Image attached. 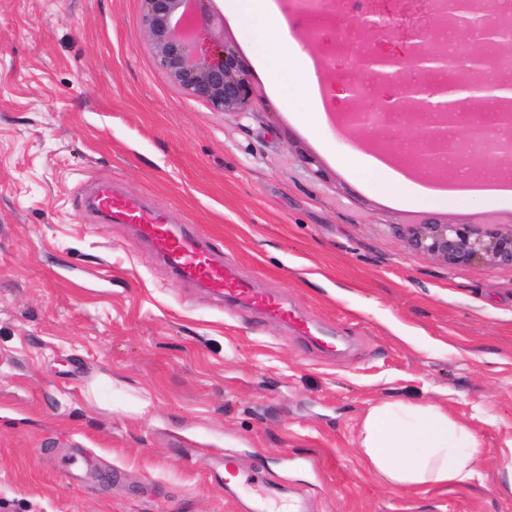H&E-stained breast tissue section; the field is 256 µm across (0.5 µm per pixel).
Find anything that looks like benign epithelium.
Instances as JSON below:
<instances>
[{
  "label": "benign epithelium",
  "mask_w": 512,
  "mask_h": 512,
  "mask_svg": "<svg viewBox=\"0 0 512 512\" xmlns=\"http://www.w3.org/2000/svg\"><path fill=\"white\" fill-rule=\"evenodd\" d=\"M143 22L148 34L154 63L170 83L185 95L206 103L213 111L242 114L252 102L254 89L248 69L237 49L224 42V21L209 8L210 0H141ZM467 13L481 16L486 41L503 56L512 55V45L496 40L499 26L490 19L492 0H447L442 15L455 26ZM360 28L368 48L355 59L356 71L385 88L399 87L395 96H384L369 111L362 105L366 85L354 79L343 83L349 108L344 113L346 125L367 134L379 145H386L382 131L392 124V115L405 106V125L419 132L414 141L412 161L428 171L435 168L436 155L457 143L470 139L473 125L456 112L462 101L434 102L432 98L451 91L483 86L482 67L469 69L471 80H455L459 60L438 46L431 32L414 34L416 43L401 49L399 18L395 12L373 10L360 17ZM463 127L466 134L448 140V128ZM409 248L423 253L448 268L486 262L512 266V227L498 229L488 224H451L428 219L411 225L403 234Z\"/></svg>",
  "instance_id": "1"
}]
</instances>
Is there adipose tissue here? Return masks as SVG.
I'll return each mask as SVG.
<instances>
[{"mask_svg":"<svg viewBox=\"0 0 512 512\" xmlns=\"http://www.w3.org/2000/svg\"><path fill=\"white\" fill-rule=\"evenodd\" d=\"M231 18H244L257 30L256 63L270 79L280 65L302 88L311 115L323 112V100L309 54L295 40L275 0H225ZM350 168L367 183L391 186L405 203L452 208L465 194L436 190L409 180L377 157L352 152ZM358 446L364 464L399 489L465 484L478 473L480 437L431 400H385L363 418Z\"/></svg>","mask_w":512,"mask_h":512,"instance_id":"1","label":"adipose tissue"}]
</instances>
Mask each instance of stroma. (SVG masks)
Instances as JSON below:
<instances>
[{
    "label": "stroma",
    "instance_id": "1",
    "mask_svg": "<svg viewBox=\"0 0 512 512\" xmlns=\"http://www.w3.org/2000/svg\"><path fill=\"white\" fill-rule=\"evenodd\" d=\"M317 11V33L290 21L318 64L359 26L331 0ZM224 40L251 67L244 115L169 83L140 0H0V512H236L209 476L224 456L241 496L278 486L308 512H512V268L451 269L402 239L430 218L512 225V206L393 205L345 163L363 134L318 129L296 85L280 99L242 21ZM97 180L192 225L348 350L216 301L131 225L94 223ZM107 371L110 412L85 398ZM396 398L435 399L480 435L472 481L403 491L363 465L362 419ZM81 452L77 484L60 463Z\"/></svg>",
    "mask_w": 512,
    "mask_h": 512
}]
</instances>
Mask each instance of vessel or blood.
<instances>
[{
	"instance_id": "1",
	"label": "vessel or blood",
	"mask_w": 512,
	"mask_h": 512,
	"mask_svg": "<svg viewBox=\"0 0 512 512\" xmlns=\"http://www.w3.org/2000/svg\"><path fill=\"white\" fill-rule=\"evenodd\" d=\"M87 207L120 224L137 226L141 239L162 257L180 278L193 281L217 299L262 312L266 317L287 323L297 335L312 338L310 325L299 319L281 298L261 294L238 278L217 260L206 240L184 224L172 223L158 209L140 198L116 191L110 182L94 183L87 197ZM225 463L218 460L210 466L211 477L225 498L232 500L240 512H269L266 502L244 501L238 497L233 483L224 475Z\"/></svg>"
}]
</instances>
